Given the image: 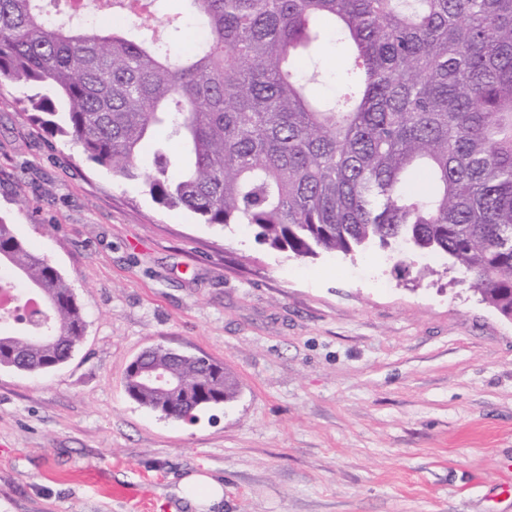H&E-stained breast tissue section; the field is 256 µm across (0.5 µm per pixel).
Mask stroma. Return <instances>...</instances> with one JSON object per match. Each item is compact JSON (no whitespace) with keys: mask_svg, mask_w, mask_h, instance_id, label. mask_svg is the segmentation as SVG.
<instances>
[{"mask_svg":"<svg viewBox=\"0 0 512 512\" xmlns=\"http://www.w3.org/2000/svg\"><path fill=\"white\" fill-rule=\"evenodd\" d=\"M346 54L314 48L321 100ZM32 93L0 86V216L87 328L46 372L0 368V512H159L204 467L224 512H512V320L447 256L303 259L166 209L33 127ZM158 344L230 368L237 398L137 404L126 368Z\"/></svg>","mask_w":512,"mask_h":512,"instance_id":"stroma-1","label":"stroma"}]
</instances>
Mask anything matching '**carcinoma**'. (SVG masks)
<instances>
[{
    "instance_id": "cac0c4a2",
    "label": "carcinoma",
    "mask_w": 512,
    "mask_h": 512,
    "mask_svg": "<svg viewBox=\"0 0 512 512\" xmlns=\"http://www.w3.org/2000/svg\"><path fill=\"white\" fill-rule=\"evenodd\" d=\"M44 0H0V85L50 87L26 120L81 147L152 200L205 224H245L272 249L345 255L376 243L448 256L472 291L512 319V0H180L206 32L177 52L157 35L158 2L125 27L88 28ZM332 33L353 47L331 106L312 101L307 49ZM66 120H53L56 102ZM51 295L0 333V367L67 361L86 319L62 274L0 217V256ZM51 333L53 351L29 347ZM147 360L206 397L173 401L170 418L224 403L238 381L203 357Z\"/></svg>"
}]
</instances>
